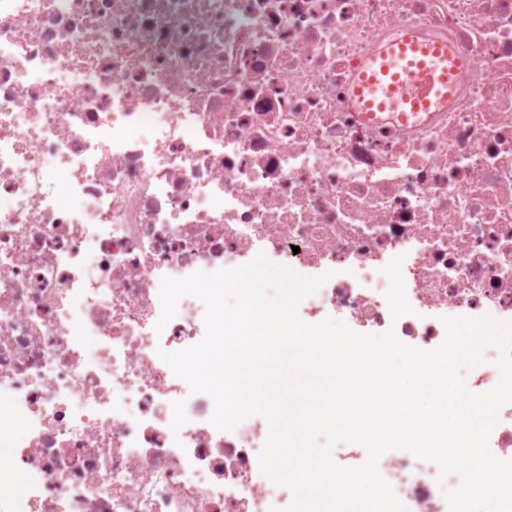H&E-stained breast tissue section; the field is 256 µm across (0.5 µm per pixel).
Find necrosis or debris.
<instances>
[{"label":"necrosis or debris","instance_id":"obj_1","mask_svg":"<svg viewBox=\"0 0 512 512\" xmlns=\"http://www.w3.org/2000/svg\"><path fill=\"white\" fill-rule=\"evenodd\" d=\"M457 58L447 104L366 119L403 34ZM327 282L306 323L432 350L512 322V0H0V512H283L267 420L233 430L156 354L199 343L163 278L258 254ZM378 469L449 512L433 462Z\"/></svg>","mask_w":512,"mask_h":512}]
</instances>
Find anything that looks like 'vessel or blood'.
<instances>
[{"instance_id":"obj_1","label":"vessel or blood","mask_w":512,"mask_h":512,"mask_svg":"<svg viewBox=\"0 0 512 512\" xmlns=\"http://www.w3.org/2000/svg\"><path fill=\"white\" fill-rule=\"evenodd\" d=\"M453 72L447 50L407 37L370 60L359 75L355 95L365 112H425L447 102Z\"/></svg>"}]
</instances>
